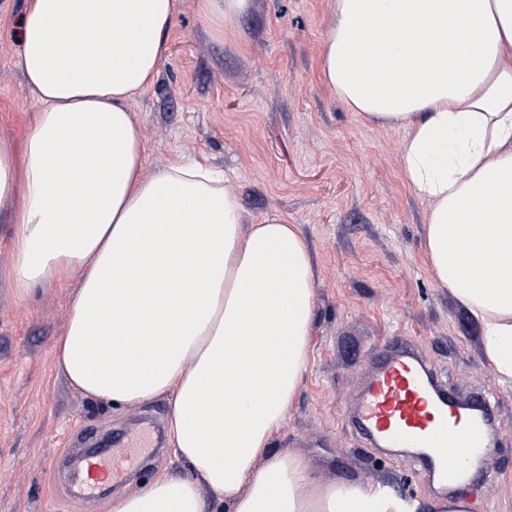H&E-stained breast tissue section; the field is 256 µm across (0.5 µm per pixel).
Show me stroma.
<instances>
[{
    "label": "stroma",
    "mask_w": 512,
    "mask_h": 512,
    "mask_svg": "<svg viewBox=\"0 0 512 512\" xmlns=\"http://www.w3.org/2000/svg\"><path fill=\"white\" fill-rule=\"evenodd\" d=\"M204 4L177 0L158 75L132 110L148 169L207 162L229 176L243 224L275 212L307 240L317 275L311 365L274 447L304 457L322 481L392 486L419 504L448 495L423 476L420 458L372 445L351 421L370 352L403 336L459 399L480 391L494 404L496 445L463 491L475 512H502L512 503V385L493 374L478 325L429 271L428 205L403 181V131L350 111L323 81L334 0H251L230 23ZM23 8L0 0V137L18 136L36 109L13 36ZM11 254V229L0 223V512H110L114 498L163 472L188 473L170 446L144 448L128 481L89 506L75 494L78 465L52 468L85 431L136 435L141 417L168 419L170 404L112 406L74 392L54 343L76 284L18 294Z\"/></svg>",
    "instance_id": "obj_1"
}]
</instances>
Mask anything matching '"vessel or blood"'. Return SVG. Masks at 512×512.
Returning a JSON list of instances; mask_svg holds the SVG:
<instances>
[{
    "mask_svg": "<svg viewBox=\"0 0 512 512\" xmlns=\"http://www.w3.org/2000/svg\"><path fill=\"white\" fill-rule=\"evenodd\" d=\"M404 337H395L374 352V370L357 403V421L369 436L395 448H425L440 464L448 482L467 479V463L484 455L487 411L472 413L449 398L418 353ZM86 475L78 494L95 500L118 472L106 452L88 453Z\"/></svg>",
    "mask_w": 512,
    "mask_h": 512,
    "instance_id": "obj_1",
    "label": "vessel or blood"
}]
</instances>
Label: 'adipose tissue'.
<instances>
[{
	"instance_id": "adipose-tissue-1",
	"label": "adipose tissue",
	"mask_w": 512,
	"mask_h": 512,
	"mask_svg": "<svg viewBox=\"0 0 512 512\" xmlns=\"http://www.w3.org/2000/svg\"><path fill=\"white\" fill-rule=\"evenodd\" d=\"M334 3L324 82L351 111L404 130L430 272L512 384V0ZM175 10L25 0L17 56L37 109L19 137L0 138L14 287L78 282L59 371L115 406L168 396L169 444L191 467L111 512H407L272 446L310 365L316 269L279 214L242 228L222 174L183 161L147 171L131 105L158 74ZM371 28L373 71L359 62Z\"/></svg>"
}]
</instances>
